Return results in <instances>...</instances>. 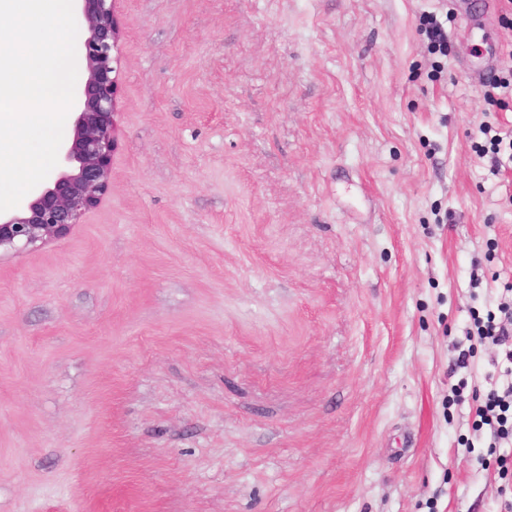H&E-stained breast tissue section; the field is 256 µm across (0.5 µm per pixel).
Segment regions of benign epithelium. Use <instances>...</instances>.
Segmentation results:
<instances>
[{"label": "benign epithelium", "instance_id": "benign-epithelium-1", "mask_svg": "<svg viewBox=\"0 0 512 512\" xmlns=\"http://www.w3.org/2000/svg\"><path fill=\"white\" fill-rule=\"evenodd\" d=\"M76 53L86 74L75 86L73 137L60 145L58 164L27 200L0 212V252L35 249L67 236L97 208L112 181L123 50L116 0H80Z\"/></svg>", "mask_w": 512, "mask_h": 512}]
</instances>
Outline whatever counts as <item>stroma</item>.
<instances>
[{
  "label": "stroma",
  "mask_w": 512,
  "mask_h": 512,
  "mask_svg": "<svg viewBox=\"0 0 512 512\" xmlns=\"http://www.w3.org/2000/svg\"><path fill=\"white\" fill-rule=\"evenodd\" d=\"M117 11L111 190L0 256V512H504L512 0ZM424 32L431 41L433 47L445 53L448 42V34L433 15L423 16ZM487 87L490 89L486 91L485 93V100L496 104L500 108H505L509 106V99L512 100V79H511V72H510V79L502 78L498 79L496 77H493L491 79H488V81L485 83ZM495 89H500L501 94H497L500 97L495 96ZM498 310L501 314L499 322H496L492 315L486 318V322L475 318L476 335L481 341L488 340L492 344L498 345L501 340L512 337V304L502 303ZM512 383L499 392L491 390L487 395L485 407L477 409V416L480 417L482 425L490 426L496 439L512 438Z\"/></svg>",
  "instance_id": "35a3bbf8"
}]
</instances>
